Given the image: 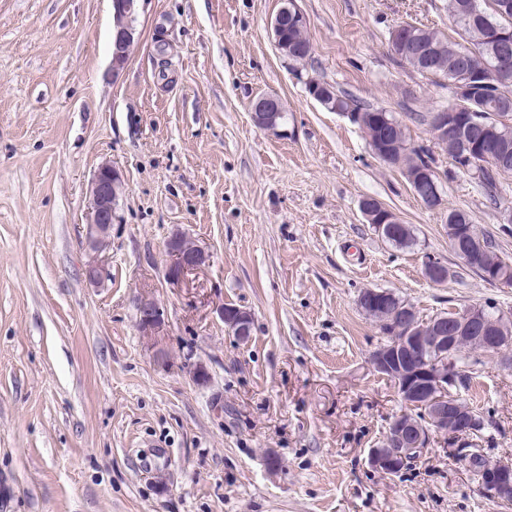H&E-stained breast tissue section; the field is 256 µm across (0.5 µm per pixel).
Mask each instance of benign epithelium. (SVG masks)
<instances>
[{
    "label": "benign epithelium",
    "instance_id": "7a95c632",
    "mask_svg": "<svg viewBox=\"0 0 512 512\" xmlns=\"http://www.w3.org/2000/svg\"><path fill=\"white\" fill-rule=\"evenodd\" d=\"M115 16V34L112 42V73H117L129 59V51L134 47L136 29L134 22L141 4L146 0H111ZM485 39L497 46V67L488 73L481 67L472 66L453 81L451 90L454 105L449 109L432 113L430 125L434 127L433 137L448 138L461 135L473 126H480L491 133L489 141L497 143L503 132L485 122L484 114L468 113V118L460 122L457 115L466 111L468 102L477 96V79L503 80L512 71V28L506 25L483 24ZM410 24L395 26L390 32V47H402L412 37ZM280 107V100L265 95L256 101L253 122L268 130L275 129L266 116ZM381 161L400 169L405 175L416 198L429 209L445 208L442 189L432 169L408 168L397 161V153L384 149L377 152ZM123 189L120 172L110 164H103L95 171L91 182L88 202V222L86 223V243L91 252L85 272L87 279L100 283L105 272L100 254L109 246L112 224L118 219L117 206ZM361 212L367 223L374 225L381 236L393 233L392 212L375 199L367 198L361 203ZM468 238L458 224L448 225V243L468 269L476 262V246L467 244ZM166 251L171 257L167 269V280L179 284L185 277L206 264L209 255L185 235H175L166 242ZM387 291L379 288H366L359 296L362 309L386 311ZM137 311V324L141 332L154 343L161 340L163 323L162 311L151 298L134 299ZM220 315L225 325L236 336L244 339L249 336L250 315L236 308H222ZM387 341L371 357L370 363L375 372L394 380L397 395L410 409H420L425 414L426 423L412 420L409 415L396 417L389 425L382 444L369 452L370 465L387 475L392 474L414 455L424 450L429 440V431L441 432L452 439H463L476 431L477 420L472 409L464 404L456 393L459 381L465 371L458 365L455 348L467 341L484 352L501 353L512 348V315L501 313L494 328H488L487 318L478 306L464 310L455 309L439 315L433 321L420 319L415 309L406 304L391 313ZM434 350L438 357L428 361L419 352ZM485 492L493 499L506 501L512 498V465L482 470L479 472Z\"/></svg>",
    "mask_w": 512,
    "mask_h": 512
}]
</instances>
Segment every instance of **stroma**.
Returning a JSON list of instances; mask_svg holds the SVG:
<instances>
[{
	"mask_svg": "<svg viewBox=\"0 0 512 512\" xmlns=\"http://www.w3.org/2000/svg\"><path fill=\"white\" fill-rule=\"evenodd\" d=\"M447 2L297 0L312 54L294 66L269 31L283 0H147L116 73L111 0H0V512H512L471 464L512 458L501 355L465 364L479 437L460 449L433 434L393 476L368 461L406 407L370 364L386 337L360 292L390 290L425 318L512 312V286L465 269L447 222L466 213L512 261V174L493 203L454 168L417 119L451 103L446 81L388 46L403 23L458 39ZM310 77L391 112L433 158L445 208H426L357 125L314 100ZM267 94L284 108L273 130L251 117ZM104 163L125 189L92 284L84 228ZM366 198L415 245L379 236ZM176 234L210 260L173 286ZM427 254L453 270L447 283L425 276ZM137 295L161 307V346L137 326ZM226 304L250 314L247 340L225 327Z\"/></svg>",
	"mask_w": 512,
	"mask_h": 512,
	"instance_id": "stroma-1",
	"label": "stroma"
}]
</instances>
